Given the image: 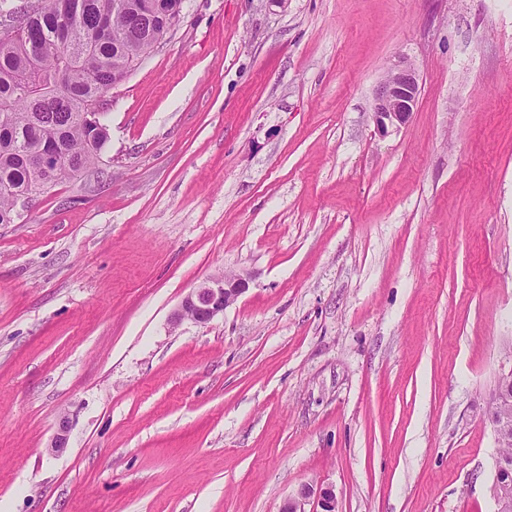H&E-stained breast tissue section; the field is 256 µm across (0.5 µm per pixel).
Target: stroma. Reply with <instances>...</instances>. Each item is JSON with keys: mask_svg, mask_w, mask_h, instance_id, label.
Masks as SVG:
<instances>
[{"mask_svg": "<svg viewBox=\"0 0 512 512\" xmlns=\"http://www.w3.org/2000/svg\"><path fill=\"white\" fill-rule=\"evenodd\" d=\"M106 98L99 166L0 224V512H496L512 0H184ZM419 76L408 60L400 61L391 69L375 91L372 117L377 132L388 133L389 128L406 124L418 101ZM249 287L241 275L224 273L213 277L190 291L173 310L169 322L178 327L184 320L206 325L224 314ZM313 497L317 501L320 511L316 512H337L336 493L332 486H317L310 483L302 484L297 492L281 505L280 512H306L305 504Z\"/></svg>", "mask_w": 512, "mask_h": 512, "instance_id": "1", "label": "stroma"}]
</instances>
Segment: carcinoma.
I'll return each mask as SVG.
<instances>
[{"label": "carcinoma", "instance_id": "1", "mask_svg": "<svg viewBox=\"0 0 512 512\" xmlns=\"http://www.w3.org/2000/svg\"><path fill=\"white\" fill-rule=\"evenodd\" d=\"M150 0H0V224H12L15 196L35 201L58 184L95 167L109 129L88 121L97 99L151 53L138 31ZM108 25L114 37L91 53L72 48ZM48 145L61 150L57 176L28 163Z\"/></svg>", "mask_w": 512, "mask_h": 512}]
</instances>
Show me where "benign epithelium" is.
I'll use <instances>...</instances> for the list:
<instances>
[{
	"mask_svg": "<svg viewBox=\"0 0 512 512\" xmlns=\"http://www.w3.org/2000/svg\"><path fill=\"white\" fill-rule=\"evenodd\" d=\"M162 20L170 22L165 32L158 34L147 30V39L151 47L159 48L168 35L178 26L182 19V0H173L162 6ZM420 93L419 76L416 68L407 60L401 61L391 69L375 91L372 117L377 132L388 133L391 128H399L406 124L418 101ZM249 287V281L241 275L224 273L213 277L190 291L173 310L169 322L172 327L179 326L183 321L190 320L196 324L206 325L224 313L234 304ZM512 369L502 372L491 393L487 416L498 437L512 435ZM70 432V421L65 415L60 416L55 433L47 451L59 453L67 447ZM491 491L497 512H508L512 508V495L501 484L499 476L493 477ZM317 501L320 512H337L336 493L331 486H317L305 483L297 492L281 505L280 512H305V504L310 499Z\"/></svg>",
	"mask_w": 512,
	"mask_h": 512,
	"instance_id": "obj_1",
	"label": "benign epithelium"
}]
</instances>
